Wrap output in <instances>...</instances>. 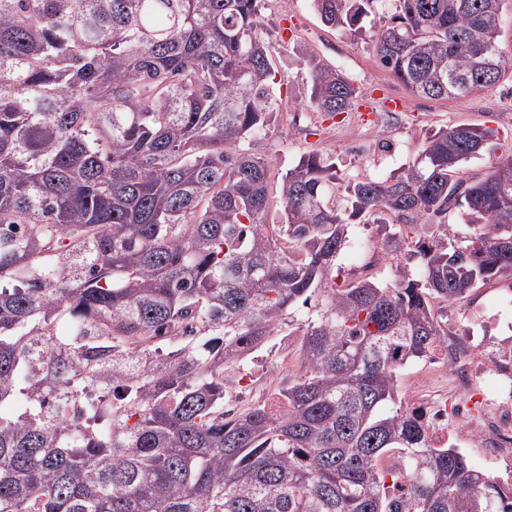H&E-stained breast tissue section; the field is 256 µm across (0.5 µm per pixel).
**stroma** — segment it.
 Listing matches in <instances>:
<instances>
[{
  "instance_id": "35a3bbf8",
  "label": "stroma",
  "mask_w": 512,
  "mask_h": 512,
  "mask_svg": "<svg viewBox=\"0 0 512 512\" xmlns=\"http://www.w3.org/2000/svg\"><path fill=\"white\" fill-rule=\"evenodd\" d=\"M264 31L271 43L277 73L275 93L281 98L275 125L251 143L253 153L264 157L272 180L311 151L333 159L343 177L383 180L417 158L425 136L457 124L492 128L494 138L482 154L470 160L463 176L474 180L512 146V76L493 87L468 96L439 100L413 94L382 68L364 40L351 39L325 27L308 0H266ZM310 50L326 64L336 66L352 81L359 99L373 100L371 113L352 110L336 116L312 111L307 105L310 72L299 59ZM385 231L379 224H351L348 242L336 265L343 277L373 275L387 280L397 265L417 267L407 253L384 246ZM433 311L449 332L461 340L482 338L492 344L512 338V280L490 282L469 297L454 302H434ZM253 385H235V372H224V384L239 398V409L269 402L288 379L301 371L298 351L280 356L275 341L259 352ZM452 379L443 361L424 357L409 362L398 376L401 397L446 391Z\"/></svg>"
}]
</instances>
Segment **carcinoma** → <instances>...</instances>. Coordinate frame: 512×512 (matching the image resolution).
Listing matches in <instances>:
<instances>
[{"label":"carcinoma","instance_id":"carcinoma-1","mask_svg":"<svg viewBox=\"0 0 512 512\" xmlns=\"http://www.w3.org/2000/svg\"><path fill=\"white\" fill-rule=\"evenodd\" d=\"M378 2L311 0L354 37ZM263 4L0 0V512H512L511 488L429 446L397 380L448 341L432 300L512 278V150L470 183L488 127L435 131L383 181L311 152L269 223L246 148L280 110ZM505 5L397 0L369 41L412 93L465 97L512 71ZM303 61L313 111L355 107ZM388 216L438 219L422 276L333 287L348 221ZM293 321L283 411L225 409L224 370Z\"/></svg>","mask_w":512,"mask_h":512}]
</instances>
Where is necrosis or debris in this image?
<instances>
[{"instance_id":"1","label":"necrosis or debris","mask_w":512,"mask_h":512,"mask_svg":"<svg viewBox=\"0 0 512 512\" xmlns=\"http://www.w3.org/2000/svg\"><path fill=\"white\" fill-rule=\"evenodd\" d=\"M438 354L449 357V368L455 382L491 374L499 378L500 387L495 394L481 399L485 411L492 415L491 420L475 414L473 407H463L459 410L463 419L459 426L448 422L447 401L412 399L410 408L423 414L426 421L430 447L444 448L452 444L466 448L476 442L481 447L492 449V463L512 468V349L491 348L475 357L466 349L452 355L447 347L442 346Z\"/></svg>"}]
</instances>
